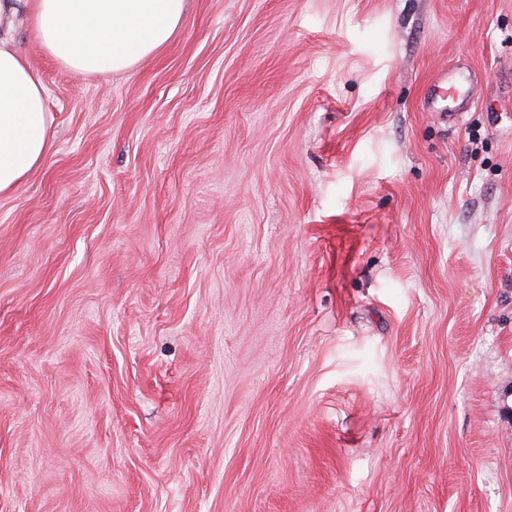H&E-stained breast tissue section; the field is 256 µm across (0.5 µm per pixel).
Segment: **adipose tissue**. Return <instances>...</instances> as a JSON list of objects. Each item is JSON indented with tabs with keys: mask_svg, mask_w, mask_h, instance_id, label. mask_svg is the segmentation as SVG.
Listing matches in <instances>:
<instances>
[{
	"mask_svg": "<svg viewBox=\"0 0 512 512\" xmlns=\"http://www.w3.org/2000/svg\"><path fill=\"white\" fill-rule=\"evenodd\" d=\"M187 0H0V194L52 148L47 88L19 36L83 75L135 69L174 37Z\"/></svg>",
	"mask_w": 512,
	"mask_h": 512,
	"instance_id": "1",
	"label": "adipose tissue"
}]
</instances>
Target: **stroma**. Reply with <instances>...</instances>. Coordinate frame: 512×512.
Returning <instances> with one entry per match:
<instances>
[{
	"mask_svg": "<svg viewBox=\"0 0 512 512\" xmlns=\"http://www.w3.org/2000/svg\"><path fill=\"white\" fill-rule=\"evenodd\" d=\"M21 45L0 512H512V0H188L110 75Z\"/></svg>",
	"mask_w": 512,
	"mask_h": 512,
	"instance_id": "stroma-1",
	"label": "stroma"
}]
</instances>
